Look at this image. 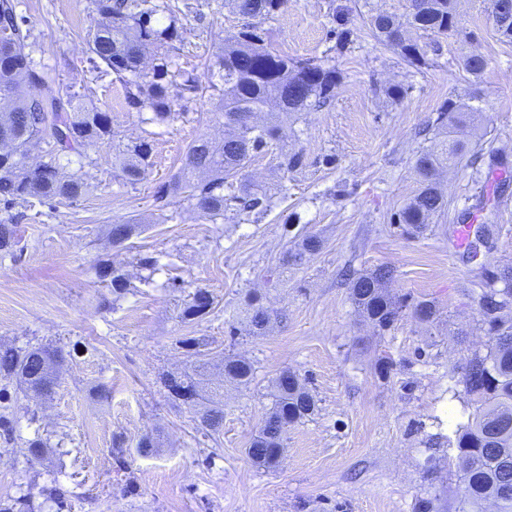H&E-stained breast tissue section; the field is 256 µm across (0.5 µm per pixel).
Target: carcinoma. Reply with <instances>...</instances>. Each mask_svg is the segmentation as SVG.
Instances as JSON below:
<instances>
[{"label":"carcinoma","mask_w":512,"mask_h":512,"mask_svg":"<svg viewBox=\"0 0 512 512\" xmlns=\"http://www.w3.org/2000/svg\"><path fill=\"white\" fill-rule=\"evenodd\" d=\"M240 14L265 19L281 8L284 0H230ZM417 12L407 16V25L423 31L446 33L455 24V0H416ZM492 23L500 35L512 41V0H493ZM98 17L87 29V55L91 69L102 75H115L125 89L126 106L151 113L148 121L163 124L171 116L174 99L171 86L175 43L183 40L179 10L166 3L148 4V0H98ZM374 36L399 49L403 59L413 65L425 64L424 52L410 40L396 41L393 29L400 27L386 13L370 16ZM30 30L26 20L16 13L13 0H0V141L10 147L0 150V205L11 209L18 200L34 195L52 204L74 201L85 195L87 185L60 166L56 157L112 139L109 112L88 106L83 95L65 85L46 100L32 96L30 90L44 83L26 52ZM218 70L224 81L218 111L224 116V139L216 144L199 138L188 146L185 159L172 182L161 185L155 201L164 203L172 193H184L191 205L211 221L224 217L230 208L254 211L266 208V199L254 191H232L245 163L254 154L269 149L276 141L273 126H241V117L257 115L271 102L279 103L281 112H308L330 101L340 81L334 68L310 61L300 62L269 50L259 31H241L231 44H220L208 70ZM44 142L50 146V161L31 170L25 159L31 145ZM464 144L444 136L437 148L416 158L415 166L422 177L419 192L405 204L398 223L412 234L426 231L429 220L448 209V201L433 181L439 169H453L463 157ZM152 153V144L140 140L118 149L116 161L124 180L137 183L144 174ZM136 224H112L109 236L112 247L124 246L137 231ZM321 240L307 233L296 246L283 255V263L296 266L316 254ZM98 275L108 282L112 295L120 297L131 286L128 274L112 258H102ZM386 266L359 273L349 282L352 302L357 313L372 325L385 330L399 316L403 304L393 297L382 281L390 280ZM212 295L197 290L181 314L193 322L209 314ZM484 322L488 325L489 345L486 353L472 356L458 383L469 397L474 412L467 422L457 426L448 444L456 445L459 479L458 512H486L494 501L495 512H512V287L487 288L480 296ZM414 317L426 324L434 322L437 310L433 303L421 301L413 307ZM271 322V312L260 297L249 296L237 322L229 324L228 336L247 332L260 336ZM62 352L49 347L18 348L0 343V402L8 409L11 397L7 385L14 382L27 394L41 397L51 393L55 375L45 365L62 362ZM223 378L238 385H248L254 378V365L235 355L223 359ZM211 368L206 362L194 361L192 371L172 373L164 378L168 398L186 405L198 414L201 429L217 433L224 422V410L210 402L201 405L205 386L211 383ZM273 403L257 434L246 449L257 465L273 468L282 455L288 427L313 415L317 401L304 380L290 369L281 370L273 380Z\"/></svg>","instance_id":"cac0c4a2"}]
</instances>
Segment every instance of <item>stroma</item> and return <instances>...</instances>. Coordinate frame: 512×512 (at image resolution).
<instances>
[{
  "label": "stroma",
  "mask_w": 512,
  "mask_h": 512,
  "mask_svg": "<svg viewBox=\"0 0 512 512\" xmlns=\"http://www.w3.org/2000/svg\"><path fill=\"white\" fill-rule=\"evenodd\" d=\"M31 29L29 51L46 75L38 97L71 85L87 103L110 112L113 141L61 156L90 186L75 201L47 205L26 197L0 221L14 224L13 253L0 252V342L63 350L50 398L12 399L11 441L0 438V503L31 497L34 512H414L418 497L442 491L455 508L457 451L448 438L472 411L462 366L484 352L479 298L488 275L512 263V43L499 39L492 0H460L458 24L445 34L406 27L425 52L424 66L405 62L368 28L383 12L404 22L410 0H285L266 19V46L288 58L336 68L329 105L280 115L275 149L257 154L241 179L265 195L266 211L226 212L203 219L184 196L164 209L153 194L179 171L185 149L205 136L221 140L224 119L211 90L176 97L166 123L129 110L123 86L89 68L85 33L96 0H14ZM186 28L174 51L177 69L206 77L219 39L246 20L224 0H175ZM355 33L338 49L342 29ZM483 55L473 76L466 59ZM402 84L403 99L386 94ZM475 108L474 129L449 126L466 143L459 166L439 173L449 212L423 236L403 231L398 212L420 188L417 156L432 148L446 101ZM153 145L141 181L128 184L114 143ZM299 152L301 167L280 169V151ZM142 231L115 251L110 225ZM484 223L490 240L458 247L462 223ZM323 246L301 266H283L302 235ZM116 254L131 289L114 298L97 262ZM156 260L143 278L142 258ZM389 265L391 289L406 300L398 320L377 331L355 313L338 272ZM214 300L202 320L180 313L193 293ZM262 297L275 320L265 335L231 341L227 326L247 294ZM433 301V324L418 322L412 304ZM205 360L231 348L250 359L249 387L224 386V425L207 436L195 415L167 398L160 377L191 359L185 337ZM390 355L388 377L377 371ZM296 371L317 412L288 429L279 465H255L246 449L272 405V379ZM150 435L156 448L137 443ZM47 452L32 458L28 440ZM60 485L63 503L42 496Z\"/></svg>",
  "instance_id": "35a3bbf8"
}]
</instances>
